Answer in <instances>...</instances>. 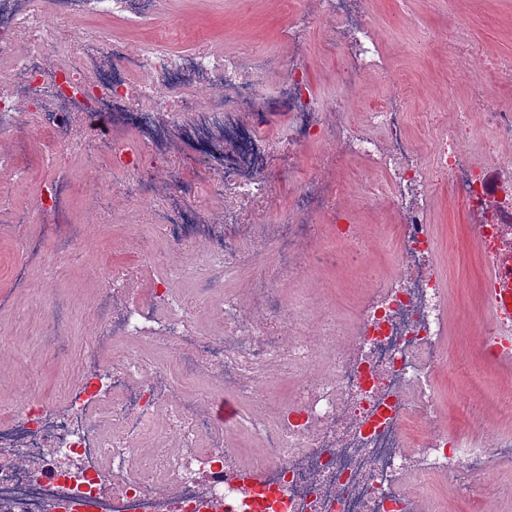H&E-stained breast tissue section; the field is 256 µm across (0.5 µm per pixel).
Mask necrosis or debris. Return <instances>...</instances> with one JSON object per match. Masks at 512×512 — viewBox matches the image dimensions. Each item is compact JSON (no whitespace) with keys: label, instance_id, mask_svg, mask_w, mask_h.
<instances>
[{"label":"necrosis or debris","instance_id":"necrosis-or-debris-1","mask_svg":"<svg viewBox=\"0 0 512 512\" xmlns=\"http://www.w3.org/2000/svg\"><path fill=\"white\" fill-rule=\"evenodd\" d=\"M358 0H317L335 21L345 57L340 89L364 73L392 74L364 120L341 119L342 101L313 89L303 64L263 94L260 58L225 54L198 40L186 51L168 35L131 48L105 40L95 17L131 27L154 20L162 0H0V183H33L34 206L0 192V222L13 226L20 259L15 285L46 253L75 258L84 225L70 217L69 172L90 144L100 190L82 195L97 223L122 218L112 240L125 262L101 258L107 275L88 317L98 325L65 405L0 395V504L10 512H448L465 505L490 470L512 466V432L491 442L440 427L433 375L448 363L447 277L432 224L439 186L461 202L483 261L512 226V109L476 97V111L425 117L426 145L412 134L404 73H390L382 42ZM89 24L73 30L74 17ZM453 57L512 79L505 60L452 22ZM288 116L298 148L325 142L333 163H366L355 190L364 206L387 202L383 225L393 266L380 273L343 181L297 182L288 220L233 228L223 208L182 206L172 154L198 152L228 170L239 191L257 192L254 171L268 146L272 100ZM27 128L34 158L15 139ZM485 135L487 148L472 144ZM326 211L329 225L309 212ZM51 222L55 235L29 233ZM202 247L201 261L178 252ZM356 253L373 281L353 313L315 309L307 286L315 251ZM160 272L139 289L148 266ZM191 281L178 293L172 284ZM245 283L240 294L236 283ZM217 316L222 335L202 331ZM292 382L269 402L273 376ZM230 398L238 415L215 419Z\"/></svg>","mask_w":512,"mask_h":512}]
</instances>
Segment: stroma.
I'll list each match as a JSON object with an SVG mask.
<instances>
[{
	"instance_id": "obj_1",
	"label": "stroma",
	"mask_w": 512,
	"mask_h": 512,
	"mask_svg": "<svg viewBox=\"0 0 512 512\" xmlns=\"http://www.w3.org/2000/svg\"><path fill=\"white\" fill-rule=\"evenodd\" d=\"M366 7L370 21L380 31L392 71L406 72L411 79L409 112H448L470 105L471 94L461 77L450 73L448 52L438 38L456 11L466 13L472 37L494 52L512 56V0H366ZM171 21L184 26L173 42L175 49H190L192 37L205 36L227 53L252 50L264 61V82L269 86L285 77V65L294 53L306 63L316 91L328 97L336 94V73L344 58L327 46L330 25L320 16H311L298 44H291L290 0H164L162 14L150 26L130 30L112 20L104 27L113 36L137 42L151 39L158 27ZM418 28L432 34L426 45L415 42ZM286 121L283 113L275 112L265 128L272 146L256 172L264 189L252 197L240 195L231 178L214 169L205 157H172L169 165L184 204L204 213L223 206L229 224H270L288 211L296 191V170L315 172L323 182L338 177L353 182L354 165H345L338 172L325 169L322 158L328 152L327 145L315 144L300 151L282 140L281 128ZM469 225L461 204L451 200L448 193L439 194L433 231L449 279L451 360L437 373L434 387L448 429L475 436L479 427L461 411L456 399L460 388L454 376L457 367L485 372L495 385L512 387V364H487L473 333L472 323L482 311L487 267L470 242ZM12 237V228L0 224V389L32 391L59 401L73 371L48 351L41 336L49 325L56 297L87 310L93 304L96 282L81 263L63 261L53 283H46L43 271L37 269L30 276L28 290L15 292L12 268L18 253ZM313 277L319 287L329 291L334 304L356 305L367 290L355 258L341 249L321 255Z\"/></svg>"
}]
</instances>
